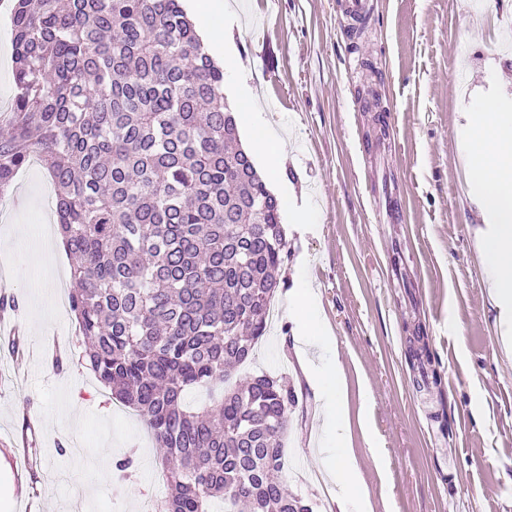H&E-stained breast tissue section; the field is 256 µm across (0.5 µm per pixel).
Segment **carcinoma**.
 Instances as JSON below:
<instances>
[{
  "label": "carcinoma",
  "instance_id": "cac0c4a2",
  "mask_svg": "<svg viewBox=\"0 0 512 512\" xmlns=\"http://www.w3.org/2000/svg\"><path fill=\"white\" fill-rule=\"evenodd\" d=\"M11 24L0 198L33 157L46 165L86 359L145 414L167 512H306L279 479L295 386H224L265 335L288 261L224 70L180 0H17ZM195 388L210 402L188 405Z\"/></svg>",
  "mask_w": 512,
  "mask_h": 512
}]
</instances>
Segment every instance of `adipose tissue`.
<instances>
[{
    "mask_svg": "<svg viewBox=\"0 0 512 512\" xmlns=\"http://www.w3.org/2000/svg\"><path fill=\"white\" fill-rule=\"evenodd\" d=\"M466 130L472 166L471 175L482 183L481 211L492 217L493 229L477 240L481 260L490 274L488 288L505 327L503 344L512 348V113L501 111L495 101L481 102L467 116ZM313 296L298 289L291 298L288 315L300 340L328 342L329 331L312 314ZM312 376L321 391L324 430L332 442L330 456L336 469V507L367 500L358 477V465L346 448L344 385L338 371L316 369Z\"/></svg>",
    "mask_w": 512,
    "mask_h": 512,
    "instance_id": "1",
    "label": "adipose tissue"
}]
</instances>
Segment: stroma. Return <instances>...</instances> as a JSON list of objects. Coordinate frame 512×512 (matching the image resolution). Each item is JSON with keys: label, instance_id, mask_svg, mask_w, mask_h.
I'll list each match as a JSON object with an SVG mask.
<instances>
[{"label": "stroma", "instance_id": "35a3bbf8", "mask_svg": "<svg viewBox=\"0 0 512 512\" xmlns=\"http://www.w3.org/2000/svg\"><path fill=\"white\" fill-rule=\"evenodd\" d=\"M226 2L237 60L224 67V94L234 103L246 91L252 127L283 144L278 186L308 213L301 226L280 213L278 315L239 370L295 384L284 482L314 512H336L321 395L304 369L337 363L372 512H512V354L475 249L489 218L458 135L478 100L512 113V0H373L358 46L337 0ZM360 54L371 66L356 65ZM52 193L36 164L0 202V273L13 280L21 340L35 348L49 333L65 348L62 367L33 358L19 382L0 344V512H143L148 502L164 512L143 416L97 381L63 307L72 259L36 235L55 223ZM305 287L336 351L295 339L288 296ZM422 349L440 374L424 388L413 365ZM129 451L136 470L122 478L114 463ZM22 452L34 466L19 473Z\"/></svg>", "mask_w": 512, "mask_h": 512}]
</instances>
